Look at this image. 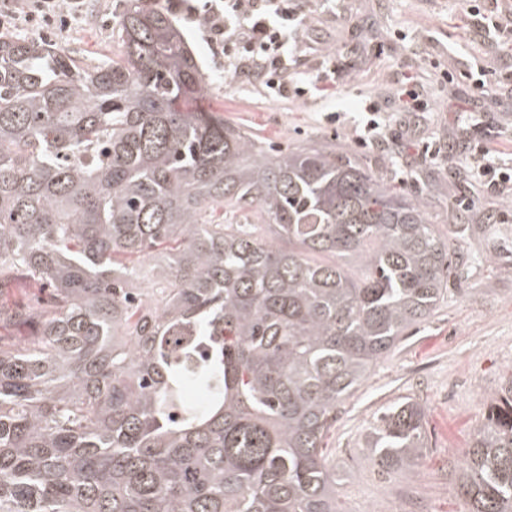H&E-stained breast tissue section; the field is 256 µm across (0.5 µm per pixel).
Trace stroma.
<instances>
[{
  "mask_svg": "<svg viewBox=\"0 0 512 512\" xmlns=\"http://www.w3.org/2000/svg\"><path fill=\"white\" fill-rule=\"evenodd\" d=\"M159 0L180 26L209 78L199 103L276 149L325 143L424 200L440 232L456 236L469 262L427 322L400 338L340 405L325 439L343 512H403L412 489L416 512H465L454 480L491 397L512 386V195L494 193L466 167L471 142L503 144L512 130V49L472 34L466 0H296L309 18L295 37L289 71L301 95L282 98L234 78L210 52L187 5ZM81 20L53 44L94 63L115 57L112 38L123 0H86ZM486 74L482 89L471 77ZM416 89L421 109L400 111L397 91ZM378 104L380 148L356 141L366 100ZM338 120H328V113ZM412 397L426 411L427 448L407 470L373 465L366 437L393 402Z\"/></svg>",
  "mask_w": 512,
  "mask_h": 512,
  "instance_id": "obj_1",
  "label": "stroma"
}]
</instances>
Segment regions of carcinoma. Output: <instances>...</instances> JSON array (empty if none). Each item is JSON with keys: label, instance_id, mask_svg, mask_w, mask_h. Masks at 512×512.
<instances>
[{"label": "carcinoma", "instance_id": "obj_1", "mask_svg": "<svg viewBox=\"0 0 512 512\" xmlns=\"http://www.w3.org/2000/svg\"><path fill=\"white\" fill-rule=\"evenodd\" d=\"M114 31L85 65L0 34V295L41 291L0 304L30 329L0 335V512H342L324 439L448 293L452 239L362 163L190 107L207 78L149 0ZM425 416L388 407L374 464L421 456ZM456 490L512 512V387Z\"/></svg>", "mask_w": 512, "mask_h": 512}]
</instances>
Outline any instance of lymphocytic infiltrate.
Listing matches in <instances>:
<instances>
[{"mask_svg": "<svg viewBox=\"0 0 512 512\" xmlns=\"http://www.w3.org/2000/svg\"><path fill=\"white\" fill-rule=\"evenodd\" d=\"M83 0H15L0 12V27L17 21L41 27L44 35L65 29L77 19ZM203 21L213 48L222 49L229 67L246 73L253 83L288 94V42L291 27L304 21L291 0H209ZM500 149L477 143L470 159L488 188L512 187V172L505 168Z\"/></svg>", "mask_w": 512, "mask_h": 512, "instance_id": "f902f5d3", "label": "lymphocytic infiltrate"}]
</instances>
